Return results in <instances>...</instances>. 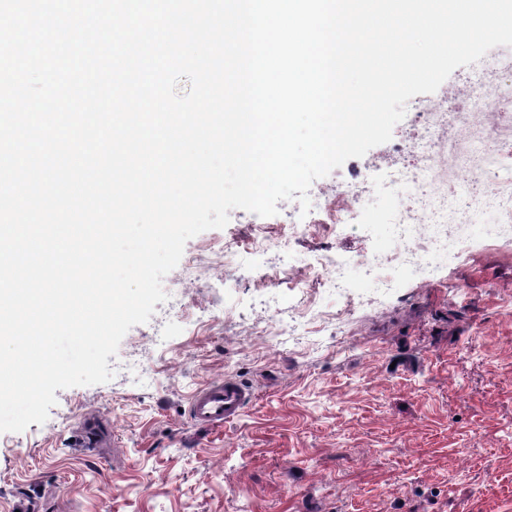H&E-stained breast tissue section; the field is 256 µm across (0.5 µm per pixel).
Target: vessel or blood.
<instances>
[{
	"instance_id": "obj_1",
	"label": "vessel or blood",
	"mask_w": 512,
	"mask_h": 512,
	"mask_svg": "<svg viewBox=\"0 0 512 512\" xmlns=\"http://www.w3.org/2000/svg\"><path fill=\"white\" fill-rule=\"evenodd\" d=\"M251 399L249 389L233 378L213 381L191 398L189 414L202 428L220 427L239 418Z\"/></svg>"
}]
</instances>
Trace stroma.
Here are the masks:
<instances>
[{
  "label": "stroma",
  "instance_id": "stroma-1",
  "mask_svg": "<svg viewBox=\"0 0 512 512\" xmlns=\"http://www.w3.org/2000/svg\"><path fill=\"white\" fill-rule=\"evenodd\" d=\"M398 203L368 197L356 223L321 214L303 235L236 208L191 238L112 379L0 433V512H512V232L467 228L459 259L398 265L380 294L361 263L396 257ZM255 240L263 253L225 266ZM327 252L352 258L344 298L276 260ZM313 304L325 318L299 342L268 343L276 313ZM224 377L251 403L196 427L192 396Z\"/></svg>",
  "mask_w": 512,
  "mask_h": 512
}]
</instances>
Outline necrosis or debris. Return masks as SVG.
<instances>
[{"mask_svg":"<svg viewBox=\"0 0 512 512\" xmlns=\"http://www.w3.org/2000/svg\"><path fill=\"white\" fill-rule=\"evenodd\" d=\"M505 71L512 72V57L486 59L463 81L467 110L446 96L418 108L419 127L401 148L410 162L369 166L344 186L355 201L375 192L401 195L390 222L401 253L416 262L429 265L449 251H462V239L451 236L448 227L470 223L475 201L492 209L495 223H512V181L500 177L503 157L512 158V142L470 131L480 112L512 104V85L499 80ZM460 161L468 173L452 191L448 179Z\"/></svg>","mask_w":512,"mask_h":512,"instance_id":"4bbe7bcc","label":"necrosis or debris"}]
</instances>
